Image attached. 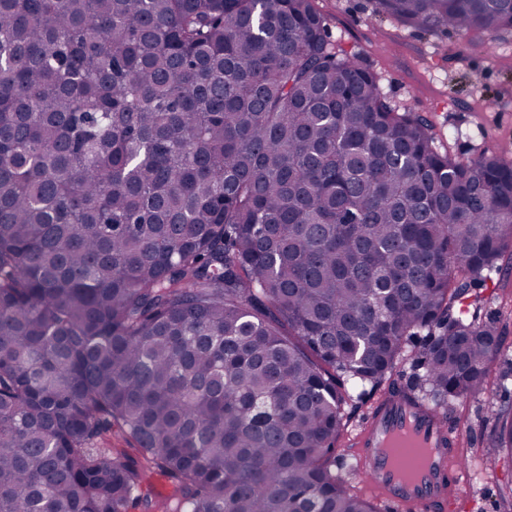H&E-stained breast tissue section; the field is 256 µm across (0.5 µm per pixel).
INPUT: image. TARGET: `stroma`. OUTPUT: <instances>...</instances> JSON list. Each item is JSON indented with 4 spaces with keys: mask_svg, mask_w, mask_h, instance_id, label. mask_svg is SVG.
<instances>
[{
    "mask_svg": "<svg viewBox=\"0 0 512 512\" xmlns=\"http://www.w3.org/2000/svg\"><path fill=\"white\" fill-rule=\"evenodd\" d=\"M315 6L337 50L356 55L376 74L398 109L430 119L441 152L512 160V29L466 40L452 30L415 28L377 13L375 0H315ZM469 309L497 320L504 349L483 393L455 406L472 481L467 512H499L502 491L512 487V461L491 462L480 451L496 438L500 405L512 402V266L474 288Z\"/></svg>",
    "mask_w": 512,
    "mask_h": 512,
    "instance_id": "obj_1",
    "label": "stroma"
}]
</instances>
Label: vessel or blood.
Wrapping results in <instances>:
<instances>
[{
	"instance_id": "1",
	"label": "vessel or blood",
	"mask_w": 512,
	"mask_h": 512,
	"mask_svg": "<svg viewBox=\"0 0 512 512\" xmlns=\"http://www.w3.org/2000/svg\"><path fill=\"white\" fill-rule=\"evenodd\" d=\"M462 435L451 412L418 398L397 399L364 418L353 439L355 464L395 512H459L468 480Z\"/></svg>"
}]
</instances>
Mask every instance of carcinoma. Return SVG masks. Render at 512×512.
Masks as SVG:
<instances>
[{
	"instance_id": "cac0c4a2",
	"label": "carcinoma",
	"mask_w": 512,
	"mask_h": 512,
	"mask_svg": "<svg viewBox=\"0 0 512 512\" xmlns=\"http://www.w3.org/2000/svg\"><path fill=\"white\" fill-rule=\"evenodd\" d=\"M511 249L512 161L440 152L314 0H0V512H130L155 472L167 512H379L346 407L480 394L503 336L452 310ZM172 493V482L161 474H152L142 488V494L153 501L164 500L170 497Z\"/></svg>"
}]
</instances>
